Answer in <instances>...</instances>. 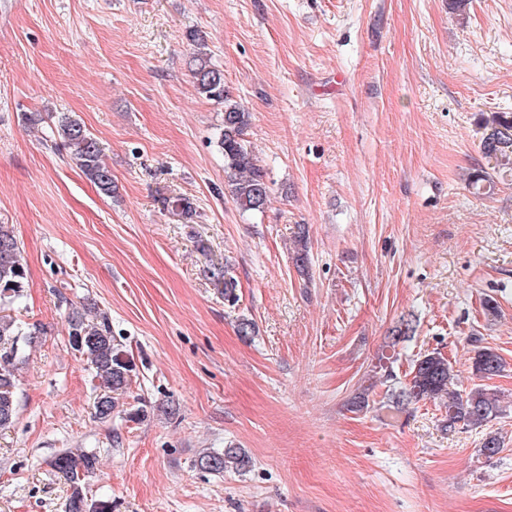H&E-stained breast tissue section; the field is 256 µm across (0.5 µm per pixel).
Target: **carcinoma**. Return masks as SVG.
I'll return each instance as SVG.
<instances>
[{
  "instance_id": "1",
  "label": "carcinoma",
  "mask_w": 512,
  "mask_h": 512,
  "mask_svg": "<svg viewBox=\"0 0 512 512\" xmlns=\"http://www.w3.org/2000/svg\"><path fill=\"white\" fill-rule=\"evenodd\" d=\"M196 45L193 75L198 94L224 107L223 128L218 146L224 155L225 186L234 203L243 211H261L269 199L270 187L266 174L248 149L244 135L251 114L234 100L224 87V71L213 65L204 52L205 37L196 30L187 34ZM482 150L486 157L506 172L512 170V113L496 112L483 125ZM58 135L70 150L72 160L84 176L99 190L109 195L115 190L112 171L102 160L96 138L80 120L66 114L58 118ZM308 233L298 228L293 260L300 269L307 263ZM28 280L21 251L11 227L0 224V305H7L23 296ZM69 342L73 350L87 358L98 380L99 393L94 402V415L99 420L112 419L118 408V396L131 387L133 362L118 347L112 336V323L105 312L74 308L68 313ZM416 324L410 318L400 319L391 330L390 347L415 334ZM41 334L39 325L22 326L10 315H0V429L10 427L17 416L15 370L22 346H30ZM505 363L488 347H478L473 357V371L479 379H489L501 373ZM453 368L448 358L439 352L424 354L415 360L411 379L395 393L396 404L448 398L442 427L453 432L464 424L478 426L503 413L496 392L477 384L462 395L450 390ZM97 457L88 452L66 451L58 454L52 466L67 482L70 493L64 512H109V505L88 503L85 491L87 477L96 469ZM252 465L249 455L240 448L208 449L199 453L196 466L209 473L226 470L243 472Z\"/></svg>"
}]
</instances>
